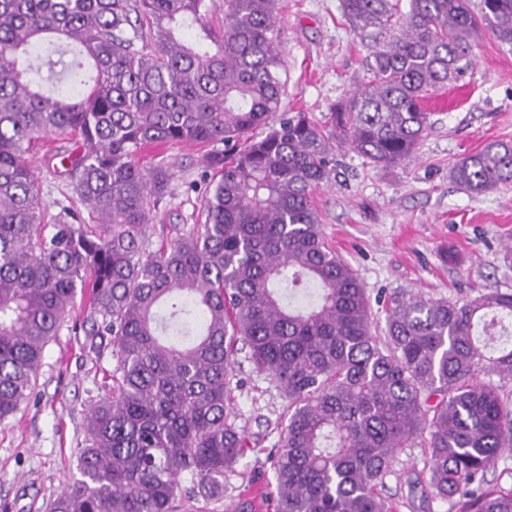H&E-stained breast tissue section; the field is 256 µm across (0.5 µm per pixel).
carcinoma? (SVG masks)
I'll return each mask as SVG.
<instances>
[{
  "label": "carcinoma",
  "instance_id": "cac0c4a2",
  "mask_svg": "<svg viewBox=\"0 0 512 512\" xmlns=\"http://www.w3.org/2000/svg\"><path fill=\"white\" fill-rule=\"evenodd\" d=\"M221 25H213L218 10ZM279 0H0V421L35 393L46 346L77 298L112 370L76 450L80 477L50 512H174L224 497L249 448L232 417L237 354L288 400L271 450L276 512H398L379 486L408 443L428 448L413 487L458 512H512L487 486L512 447V292L458 301L397 292L377 334L369 297L329 246L311 194L332 143L387 169L432 126L429 88L470 66L482 31L512 46V0H341L373 43L367 76L325 129L283 112ZM261 137L252 132L261 127ZM68 135L79 205L45 222L30 150ZM224 144L204 221L154 246L169 170L145 149ZM472 195L512 182V143L463 157ZM188 481L192 487L183 488Z\"/></svg>",
  "mask_w": 512,
  "mask_h": 512
}]
</instances>
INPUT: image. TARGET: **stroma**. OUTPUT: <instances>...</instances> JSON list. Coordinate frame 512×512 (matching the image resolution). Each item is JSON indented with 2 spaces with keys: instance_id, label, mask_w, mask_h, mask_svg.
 Instances as JSON below:
<instances>
[{
  "instance_id": "stroma-1",
  "label": "stroma",
  "mask_w": 512,
  "mask_h": 512,
  "mask_svg": "<svg viewBox=\"0 0 512 512\" xmlns=\"http://www.w3.org/2000/svg\"><path fill=\"white\" fill-rule=\"evenodd\" d=\"M282 107L324 121L364 75L369 49L342 16L340 0H280L277 19ZM463 77L436 88L434 124L414 160L391 170L375 168L346 146H335V170L313 193L329 244L356 271L371 301L396 291L463 300L480 290L512 291V184L479 196L461 190L454 165L486 144L512 141V48L491 35L473 42ZM207 147L187 143L145 150L141 163L165 164L168 196L154 213V241L195 224L207 184ZM33 168L48 216L68 205L66 181L35 153ZM90 316L77 301L72 320L44 352L37 398L0 421V512H47L76 466L85 439L86 414L99 395L111 353L84 349L81 324ZM233 392L237 425L250 448L224 486L265 488L273 479L268 454L280 440L287 402L241 360ZM427 451L415 443L392 463L382 492L399 512H456L452 502L416 499L406 508L408 483L424 469Z\"/></svg>"
}]
</instances>
